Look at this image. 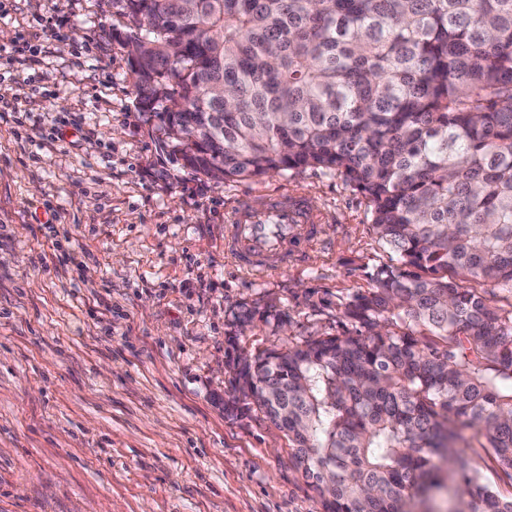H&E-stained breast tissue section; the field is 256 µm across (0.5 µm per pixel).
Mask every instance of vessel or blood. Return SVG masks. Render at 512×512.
I'll list each match as a JSON object with an SVG mask.
<instances>
[{"instance_id":"1","label":"vessel or blood","mask_w":512,"mask_h":512,"mask_svg":"<svg viewBox=\"0 0 512 512\" xmlns=\"http://www.w3.org/2000/svg\"><path fill=\"white\" fill-rule=\"evenodd\" d=\"M225 249L242 269L264 271L301 261L324 234L323 220L300 197L261 196L227 213Z\"/></svg>"}]
</instances>
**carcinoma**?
<instances>
[{
  "label": "carcinoma",
  "mask_w": 512,
  "mask_h": 512,
  "mask_svg": "<svg viewBox=\"0 0 512 512\" xmlns=\"http://www.w3.org/2000/svg\"><path fill=\"white\" fill-rule=\"evenodd\" d=\"M129 71L172 154L217 184L312 168L365 196L400 258L336 304L356 334L255 355L227 323L224 407L288 436L323 512H512V0H113ZM473 448H466V452L472 460L473 465L479 467L489 482L495 484L502 491L510 492L512 487L505 477L502 469L492 461L488 448H480L477 442L473 443Z\"/></svg>",
  "instance_id": "cac0c4a2"
}]
</instances>
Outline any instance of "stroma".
Instances as JSON below:
<instances>
[{"instance_id":"35a3bbf8","label":"stroma","mask_w":512,"mask_h":512,"mask_svg":"<svg viewBox=\"0 0 512 512\" xmlns=\"http://www.w3.org/2000/svg\"><path fill=\"white\" fill-rule=\"evenodd\" d=\"M126 24L112 0H0V512H322L284 432L225 410L226 323L287 315L241 333L250 354L345 333L337 300L397 257L339 176L183 169L136 105ZM45 25L60 38L16 61ZM248 195L326 215L306 263L234 265L224 214Z\"/></svg>"}]
</instances>
